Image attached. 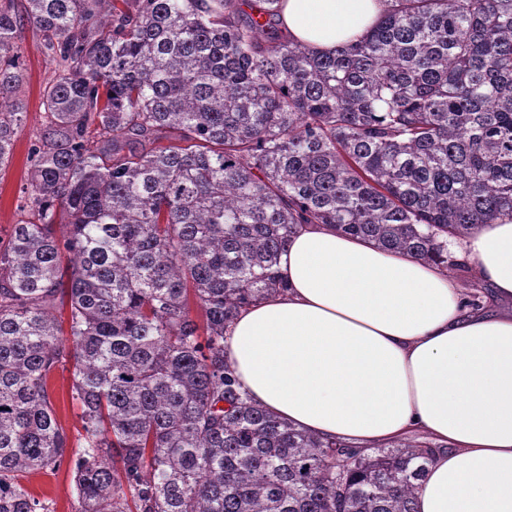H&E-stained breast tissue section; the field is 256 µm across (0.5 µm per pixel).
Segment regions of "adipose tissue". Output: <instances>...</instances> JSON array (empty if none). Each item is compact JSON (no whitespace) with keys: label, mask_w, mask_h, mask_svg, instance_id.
Segmentation results:
<instances>
[{"label":"adipose tissue","mask_w":512,"mask_h":512,"mask_svg":"<svg viewBox=\"0 0 512 512\" xmlns=\"http://www.w3.org/2000/svg\"><path fill=\"white\" fill-rule=\"evenodd\" d=\"M385 0H283L290 38L329 52L378 21ZM459 257L512 302V219ZM286 292L226 329L248 398L296 428L366 449L418 434L437 451L417 512H512V312L465 306L448 273L321 224L286 243Z\"/></svg>","instance_id":"obj_1"}]
</instances>
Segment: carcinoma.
Masks as SVG:
<instances>
[{
	"label": "carcinoma",
	"mask_w": 512,
	"mask_h": 512,
	"mask_svg": "<svg viewBox=\"0 0 512 512\" xmlns=\"http://www.w3.org/2000/svg\"><path fill=\"white\" fill-rule=\"evenodd\" d=\"M26 2L0 3V170L21 26L58 68L30 218L0 240V512H52L18 477L67 457L78 512H416L430 444L365 453L276 419L224 328L283 288L302 224L456 270L448 240L512 217V0H388L322 54L263 38L280 0ZM68 364L74 448L49 395Z\"/></svg>",
	"instance_id": "obj_1"
}]
</instances>
